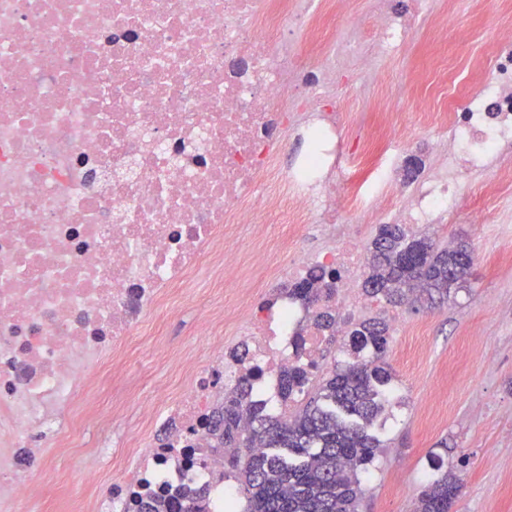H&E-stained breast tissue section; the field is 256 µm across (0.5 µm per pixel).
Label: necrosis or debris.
<instances>
[{"instance_id": "1", "label": "necrosis or debris", "mask_w": 512, "mask_h": 512, "mask_svg": "<svg viewBox=\"0 0 512 512\" xmlns=\"http://www.w3.org/2000/svg\"><path fill=\"white\" fill-rule=\"evenodd\" d=\"M352 27L355 39L315 54L313 0H0V512L35 495L44 449L74 447L90 425L108 431L116 415L133 463L115 483L85 469L99 494L61 512H138L147 496L189 490L205 491L207 512H246L211 448V409L245 376L257 403L279 409L282 369L322 370L324 338L316 306L284 293L256 305L228 287L246 264L239 232L258 257L265 214L339 224L351 201L393 224L432 223L457 212L460 177L512 137L510 40L455 106L447 169L416 183L373 140L345 151L340 68L394 54L413 30L391 0ZM296 126L312 142L295 154ZM364 167L345 187L342 171ZM383 187L399 206L381 204ZM360 249L347 230L320 252L293 237L278 273L338 270L353 310L364 304ZM203 267L199 327L217 335L232 322L247 354L228 357L220 342L203 359L162 350L159 363L189 382L176 396L156 385L153 404H140L129 354L147 323L177 314L171 290Z\"/></svg>"}]
</instances>
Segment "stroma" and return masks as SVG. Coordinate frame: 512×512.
<instances>
[{
	"instance_id": "1",
	"label": "stroma",
	"mask_w": 512,
	"mask_h": 512,
	"mask_svg": "<svg viewBox=\"0 0 512 512\" xmlns=\"http://www.w3.org/2000/svg\"><path fill=\"white\" fill-rule=\"evenodd\" d=\"M512 35V0H423L412 39L377 61L381 83L345 92L346 138L364 133L385 143L390 130L411 137L406 153L421 171L447 167L454 119L449 95L483 82L497 38ZM441 124L421 125L422 111ZM489 170L465 177L459 211L483 212L485 223L440 221L423 231L437 243H465L474 276L447 303L392 309L375 303L372 316L390 318L388 361L394 399L377 430L383 441L363 478L359 512H412L437 476L432 455L460 471L465 487L455 512H512V142L495 146ZM198 295L181 299L164 323L173 345L205 355L215 339L198 328ZM81 464L52 450L43 458L38 491L21 512H54L61 496L88 493Z\"/></svg>"
}]
</instances>
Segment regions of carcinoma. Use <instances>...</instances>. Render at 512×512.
Segmentation results:
<instances>
[{
  "mask_svg": "<svg viewBox=\"0 0 512 512\" xmlns=\"http://www.w3.org/2000/svg\"><path fill=\"white\" fill-rule=\"evenodd\" d=\"M473 265L464 244L440 247L402 224H383L368 247L363 291L391 307L445 303L453 288L468 283ZM338 279V271L322 269L288 289L306 304L322 303L315 321L332 343L340 325L331 305ZM389 331L382 318L346 322L354 360L334 365L312 386L306 367H286L281 400L305 394L287 419L253 403L247 379L224 394L209 431L217 448L232 449L229 465L249 512H358L362 477L381 448L371 428L394 379ZM462 489L461 475L446 470L420 492L413 512H451Z\"/></svg>",
  "mask_w": 512,
  "mask_h": 512,
  "instance_id": "1",
  "label": "carcinoma"
}]
</instances>
